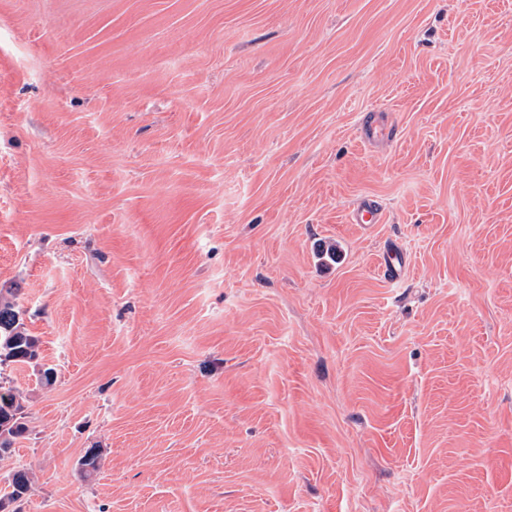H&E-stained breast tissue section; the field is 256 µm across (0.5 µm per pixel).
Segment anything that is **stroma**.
<instances>
[{
  "label": "stroma",
  "instance_id": "obj_1",
  "mask_svg": "<svg viewBox=\"0 0 512 512\" xmlns=\"http://www.w3.org/2000/svg\"><path fill=\"white\" fill-rule=\"evenodd\" d=\"M1 288L22 512H512V0H0ZM383 210L374 199H364L354 208L352 220L355 224H378L382 220ZM405 266V254L398 246H389L382 258V272L390 282H397L401 278ZM18 289L7 288L11 298L0 297V363H37L40 358V340L26 329L20 311L13 301Z\"/></svg>",
  "mask_w": 512,
  "mask_h": 512
}]
</instances>
